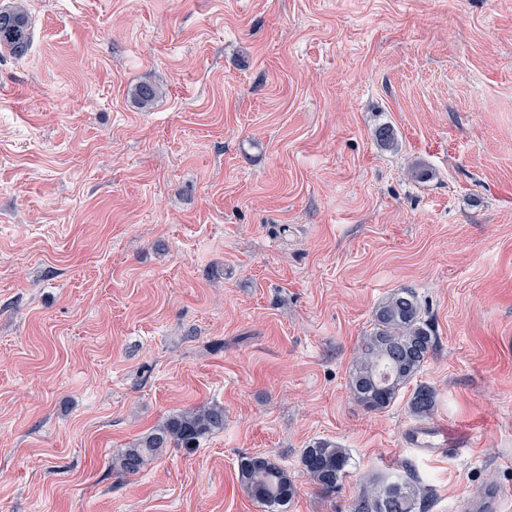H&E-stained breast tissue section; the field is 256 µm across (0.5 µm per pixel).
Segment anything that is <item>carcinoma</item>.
Wrapping results in <instances>:
<instances>
[{
	"mask_svg": "<svg viewBox=\"0 0 512 512\" xmlns=\"http://www.w3.org/2000/svg\"><path fill=\"white\" fill-rule=\"evenodd\" d=\"M0 46L19 55L27 50L28 15L22 6L0 10ZM159 95L160 89L149 83L140 84L133 91L135 101L143 108L152 105ZM435 343L416 292L401 288L389 294L375 308L372 332L358 347L349 381L355 401L370 411L388 408L421 372ZM435 406V391L427 385H417L408 401L409 413L426 419L433 415ZM222 429L221 405L203 403L175 412L121 450L117 457L120 471L128 475L139 473L171 445L193 452L204 439ZM349 460L347 449L329 440L315 441L300 455L301 474L330 493L346 476ZM238 479L264 512H288V504L297 492L294 474L263 454L241 457ZM425 498V488L408 470L383 480H369L352 505V512H416Z\"/></svg>",
	"mask_w": 512,
	"mask_h": 512,
	"instance_id": "carcinoma-1",
	"label": "carcinoma"
}]
</instances>
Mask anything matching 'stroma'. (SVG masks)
<instances>
[{
	"label": "stroma",
	"mask_w": 512,
	"mask_h": 512,
	"mask_svg": "<svg viewBox=\"0 0 512 512\" xmlns=\"http://www.w3.org/2000/svg\"><path fill=\"white\" fill-rule=\"evenodd\" d=\"M0 512H351L414 472L426 512L512 493V0H0ZM151 83L150 109L132 98ZM391 126L396 148L378 145ZM438 344L411 388L349 392L376 305ZM208 402L224 428L126 475L118 449ZM350 454L336 491L303 448ZM28 15L21 4L0 10V46L23 54L28 47ZM435 406V391L427 385H417L408 401L409 413L415 418L426 419L433 415ZM407 442L412 448H417L421 452H441L447 446L445 440L440 439V434L429 431L422 427H415L407 433ZM241 487L264 512H288L297 492L296 478L288 468L264 454L241 457L238 464Z\"/></svg>",
	"instance_id": "stroma-1"
}]
</instances>
